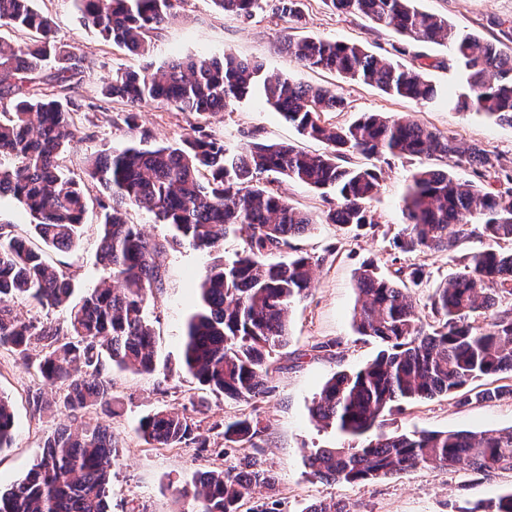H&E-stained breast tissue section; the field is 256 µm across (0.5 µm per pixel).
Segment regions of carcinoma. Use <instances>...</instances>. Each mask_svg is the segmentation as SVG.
<instances>
[{
	"label": "carcinoma",
	"instance_id": "carcinoma-1",
	"mask_svg": "<svg viewBox=\"0 0 512 512\" xmlns=\"http://www.w3.org/2000/svg\"><path fill=\"white\" fill-rule=\"evenodd\" d=\"M225 12L249 17L262 0H213ZM334 8L364 18L415 42L446 44L452 65L462 70L466 90L455 108L476 111L512 126V55L473 34H458L448 21L419 10L415 0H327ZM84 26L129 52L146 56L154 33L176 17L173 0H74ZM302 0H274L273 11L297 23ZM34 33L24 45L0 42V99H14L0 120V195L12 194L33 218L45 246L71 248L80 237L89 197L84 186L59 165L58 156L76 136L75 101L39 97L28 85L48 68L62 87L85 72V59L53 35L52 20L33 0H0V26ZM281 49L311 69L375 86L383 92L431 103L437 91L423 67H403L364 45L285 34ZM264 98L298 131L325 144L310 154L290 144L248 136L232 151L208 134L189 135L178 146L133 144L118 153L88 159V180L105 198L98 255L111 279L71 307L66 324L37 325L16 308L17 300L42 307L67 304L70 274L44 251L0 225V347L36 367L45 382L64 385L56 406L77 418L112 410L107 366L137 373L159 367L154 329L146 309L162 285L165 246L127 220L131 207L145 208L172 232V241L209 252L224 237L241 236L246 249L220 260L200 285L197 311L187 324L183 365L200 385L249 403L269 391L272 355L288 344V309L313 287L306 256L270 257L315 224L309 213L261 181L274 173L322 191L333 224L378 223L370 203L378 183L368 160L424 156L466 161L478 176L498 163L476 145L437 133L407 117L367 114L344 128L322 123L321 114L344 107L330 88L296 84L263 75V65L232 53L221 59L177 57L117 71L102 87L106 97L131 104L157 102L181 112H215L246 98L256 83ZM404 224L393 245L404 253L451 250L473 238L491 245L473 251L461 270L430 296L437 325L423 322L409 288L380 275L371 264L357 277L354 323L360 334L386 349L359 370L338 372L309 408L311 418L349 438L337 448L304 456L307 474L331 483H358L408 475L418 469L454 468L490 476L512 471V427L488 431H434L388 435L384 417L405 402L468 390L464 402L512 395V386L476 390L474 382L512 375V187L497 193L461 181L450 171L423 168L411 175L403 198ZM39 348L31 354L32 348ZM195 423L185 415L157 410L141 418L137 431L161 448L193 440ZM15 420L0 395V448L10 444ZM261 432L260 421L242 415L224 423L225 444L241 448ZM118 451L112 430L96 422L79 432L57 429L24 477L3 490L0 512H110L112 469ZM197 512H241L253 488L275 486V477L252 458L237 469L201 471L192 478ZM302 512H353L342 501L314 502ZM471 512H512V492L481 500Z\"/></svg>",
	"mask_w": 512,
	"mask_h": 512
}]
</instances>
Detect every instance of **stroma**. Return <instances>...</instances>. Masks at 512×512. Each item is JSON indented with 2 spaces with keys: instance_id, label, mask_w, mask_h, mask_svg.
<instances>
[{
  "instance_id": "35a3bbf8",
  "label": "stroma",
  "mask_w": 512,
  "mask_h": 512,
  "mask_svg": "<svg viewBox=\"0 0 512 512\" xmlns=\"http://www.w3.org/2000/svg\"><path fill=\"white\" fill-rule=\"evenodd\" d=\"M175 4L178 20L152 41L148 57L143 58L84 27L72 0H35L36 8L52 18L57 39L74 47L88 63L75 88L76 98L83 103L73 115L79 140L61 156L63 167L73 177L84 178L92 156L122 150L143 137L155 144H176L197 130L229 145L254 133L270 143L323 152L324 144L300 135L266 104L258 87L249 98L232 103L224 111L202 114L181 112L160 103L134 110L121 98L100 94L112 73L139 69L144 60L163 64L176 56L220 58L228 51L261 62L265 74L334 88L345 106L324 113L326 125L345 127L367 112L407 116L444 135L478 145L497 157L504 171L512 173V127L445 103L444 94L460 89L459 74L448 65L447 46L414 42L389 30L369 27L360 16L335 10L327 0H302L303 18L297 36L360 43L376 55L398 59L408 67L426 62V76L441 98L422 105L304 67L280 48L289 23L275 14L273 0H263L261 9L247 19L219 11L212 0H175ZM417 6L444 16L457 31L495 42L512 53V0H417ZM427 164L423 157L382 162L379 191L371 202L378 219L373 228L329 222L328 205L318 190L280 180V192L316 221L310 233L291 239L283 251L287 257H310L314 287L307 297L292 304L288 344L272 360L269 393L254 404L231 401L203 389L182 366L186 323L197 308L199 285L217 257H233L244 249V241L227 235L217 253L176 245L169 241L168 225L156 223L146 209L131 208L130 223L141 225L145 235L166 246L162 285L154 291L148 309L157 337L159 369L151 374L110 369L108 377L116 398L112 415L106 418L93 410L83 420L72 422L58 408L43 410L33 404L36 393L52 402L54 389L35 368L0 349V395L10 400L16 421L9 446L0 448V487L9 488L25 475L56 428L68 424L76 430L83 423L102 418L110 426L119 451L110 491L112 512H195L196 502L181 497L180 488L197 472L238 464L247 455L256 457L276 478L273 489H254L245 499L249 512L259 507L267 512H302L310 503L334 499L349 504L355 512H470L478 500L511 491L510 472L486 477L458 469L420 470L399 478L334 484L308 477L303 466V457L310 450L334 448L342 442L335 428L322 426L309 414L322 385L336 372L370 363L383 348L377 339L359 335L353 321L360 267L374 263L391 279L398 268L423 267L425 277L413 293L429 323L434 320L429 295L460 267L462 250L403 254L392 244L403 222L402 197L410 177ZM100 221V208L90 206L77 245L67 251L48 252L52 262L71 272L72 299L76 302L110 275L98 261ZM158 409L193 418L196 430L192 443L160 448L146 442L136 427L144 415ZM243 414L257 416L262 432L252 447H225L220 423ZM510 426L512 398L463 406L453 394L393 408L386 415L384 430L389 434L461 429L479 432Z\"/></svg>"
}]
</instances>
